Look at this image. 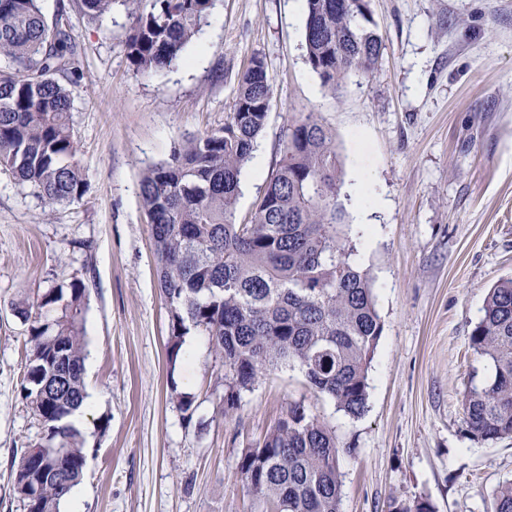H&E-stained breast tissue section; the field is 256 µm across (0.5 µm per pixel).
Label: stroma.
I'll use <instances>...</instances> for the list:
<instances>
[{
  "instance_id": "stroma-1",
  "label": "stroma",
  "mask_w": 512,
  "mask_h": 512,
  "mask_svg": "<svg viewBox=\"0 0 512 512\" xmlns=\"http://www.w3.org/2000/svg\"><path fill=\"white\" fill-rule=\"evenodd\" d=\"M40 4L47 19L63 9L74 25L72 119L87 189L51 208L0 168V512H23L14 473L43 435L19 394L29 346L15 306L76 278L87 288L85 383L95 402L80 426L79 505L60 512H261L239 457L298 400L336 435L340 512L419 498L435 512H493L495 489L512 480V438L469 436L463 395L489 374L471 329L488 289L512 278V0H371L378 65L335 91L306 61L302 0H215L186 62L152 75L128 59L121 0L101 22L80 16L77 0ZM255 57L274 95L261 167L242 172L236 219H250L290 119L316 113L335 137L351 259L369 272L383 323L358 417L287 365L260 374L227 414L208 336L191 333L192 352L167 357L140 179L182 139L223 127ZM358 194L382 202L365 227Z\"/></svg>"
}]
</instances>
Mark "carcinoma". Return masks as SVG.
Returning <instances> with one entry per match:
<instances>
[{"instance_id": "cac0c4a2", "label": "carcinoma", "mask_w": 512, "mask_h": 512, "mask_svg": "<svg viewBox=\"0 0 512 512\" xmlns=\"http://www.w3.org/2000/svg\"><path fill=\"white\" fill-rule=\"evenodd\" d=\"M116 0H78L80 13L103 20ZM132 18L127 53L135 69L156 73L185 61L214 0H121ZM307 62L323 85L376 68L382 40L369 0H305ZM76 43L71 26L50 22L38 0H0V167L48 206L72 203L86 190L72 122ZM274 83L255 57L243 74L224 127L187 138L172 158L149 167L140 195L151 222L156 274L169 311L168 350L177 359L184 336L201 330L224 365V412L237 408L259 372L300 367L309 386L358 417L368 396L371 355L383 332L369 273L355 265L339 201L335 139L313 112L291 120L284 155L251 219L235 205L244 166L264 130ZM74 279L37 295L26 315L28 357L22 400L62 451L24 450L14 479L61 466L67 491L39 481L24 512H60L83 476L82 434L69 422L85 399L83 303ZM488 362V378L463 395L467 432L483 441L512 438V279L489 289L469 336ZM69 373L51 377L56 355ZM244 488L259 487L277 512H340L339 448L333 431L302 401H293L263 439L238 461ZM494 512H512V481L494 492ZM388 512H434L426 499L396 500Z\"/></svg>"}]
</instances>
